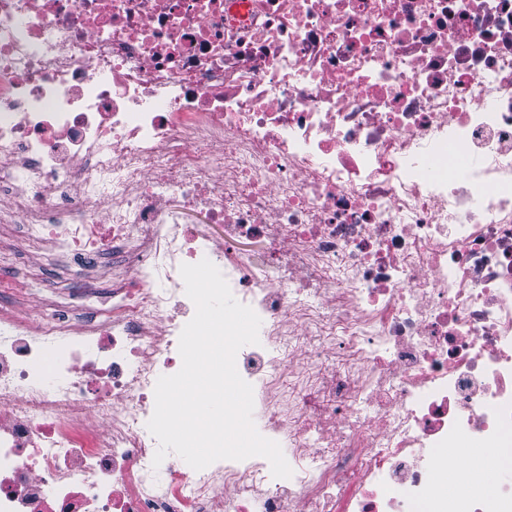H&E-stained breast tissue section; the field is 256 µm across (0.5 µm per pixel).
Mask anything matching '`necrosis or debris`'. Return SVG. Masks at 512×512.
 Returning <instances> with one entry per match:
<instances>
[{"mask_svg": "<svg viewBox=\"0 0 512 512\" xmlns=\"http://www.w3.org/2000/svg\"><path fill=\"white\" fill-rule=\"evenodd\" d=\"M231 3L0 0V512H512V0ZM204 259L290 478L153 462ZM37 261L46 262L39 257L18 256L12 264L4 265L0 268V282L2 286L9 288H27L30 297H41L50 293L55 286V280L49 267L45 266L41 278L31 275L30 266Z\"/></svg>", "mask_w": 512, "mask_h": 512, "instance_id": "4bbe7bcc", "label": "necrosis or debris"}]
</instances>
